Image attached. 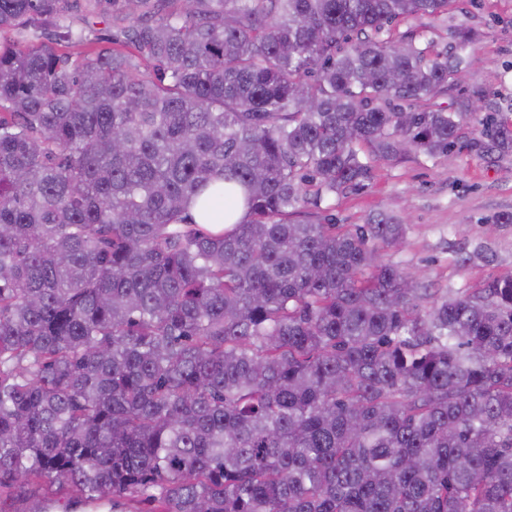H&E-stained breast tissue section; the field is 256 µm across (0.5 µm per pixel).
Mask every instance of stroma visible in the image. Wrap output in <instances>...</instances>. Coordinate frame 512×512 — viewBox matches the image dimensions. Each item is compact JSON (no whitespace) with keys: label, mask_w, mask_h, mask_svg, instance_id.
Instances as JSON below:
<instances>
[{"label":"stroma","mask_w":512,"mask_h":512,"mask_svg":"<svg viewBox=\"0 0 512 512\" xmlns=\"http://www.w3.org/2000/svg\"><path fill=\"white\" fill-rule=\"evenodd\" d=\"M478 30L468 53L470 75L451 101H467L474 114L452 158L419 151L374 162L363 186L326 198L321 213L342 228L366 224L379 212L399 216L406 243L383 251L407 271L425 269L429 287L451 294L476 288L491 276L512 274V153H477L466 142L479 118L495 112L512 121V0H454L441 19L419 17L393 25L419 45L453 43L457 27Z\"/></svg>","instance_id":"1"}]
</instances>
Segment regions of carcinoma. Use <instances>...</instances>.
<instances>
[{"instance_id":"cac0c4a2","label":"carcinoma","mask_w":512,"mask_h":512,"mask_svg":"<svg viewBox=\"0 0 512 512\" xmlns=\"http://www.w3.org/2000/svg\"><path fill=\"white\" fill-rule=\"evenodd\" d=\"M65 2L0 0V512H512V274L288 222L452 154L475 32L383 34L454 0H88L123 38L76 59Z\"/></svg>"}]
</instances>
